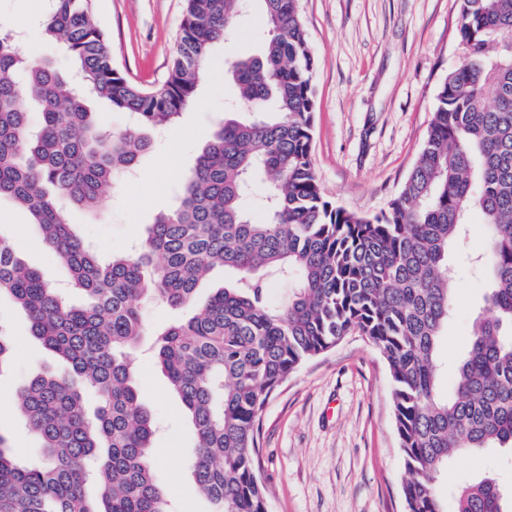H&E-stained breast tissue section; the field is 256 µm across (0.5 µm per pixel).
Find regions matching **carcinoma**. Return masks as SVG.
Instances as JSON below:
<instances>
[{
	"label": "carcinoma",
	"instance_id": "cac0c4a2",
	"mask_svg": "<svg viewBox=\"0 0 512 512\" xmlns=\"http://www.w3.org/2000/svg\"><path fill=\"white\" fill-rule=\"evenodd\" d=\"M261 2L264 49L229 68L238 108L224 112L138 247L110 259L73 232L60 198L94 211L102 189L138 166L149 147L143 131L171 128L195 102L244 0H188L172 69L151 87L114 66L93 0H48L42 26L68 53V72L22 55L0 30V198L40 225L85 294L82 305H65L0 235V294L25 310L31 336L69 371L37 374L16 392L42 458L17 464L0 435V512H170L154 477L155 422L128 355L143 342L191 420L193 472L213 512H270L261 413L304 362L354 333L388 367L404 512H446L437 484L450 459L512 449V0H459L466 56L439 87L412 171L374 215L324 198L311 156L315 60L298 0ZM90 99L132 116L133 126L105 131ZM257 179L260 218L244 203ZM474 211L483 245L459 259L491 288L442 397L436 352L455 278L448 255ZM218 266L237 281L145 331V302L190 307ZM272 276L292 283L280 304L267 297ZM12 357V337L0 329V372ZM86 387L97 395L92 414ZM453 512L512 511L496 481L483 478L458 490Z\"/></svg>",
	"mask_w": 512,
	"mask_h": 512
}]
</instances>
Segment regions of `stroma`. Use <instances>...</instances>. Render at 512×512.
Returning a JSON list of instances; mask_svg holds the SVG:
<instances>
[{
  "instance_id": "obj_1",
  "label": "stroma",
  "mask_w": 512,
  "mask_h": 512,
  "mask_svg": "<svg viewBox=\"0 0 512 512\" xmlns=\"http://www.w3.org/2000/svg\"><path fill=\"white\" fill-rule=\"evenodd\" d=\"M44 0H0V27L16 35L23 54L69 62L47 42ZM308 45L316 60L312 159L321 191L333 205L376 214L386 209L416 163L441 82L463 51L457 36L459 0H299ZM115 66L145 86L162 83L174 60L187 0H94ZM231 43L215 45L195 103L175 131L151 134L136 174L107 188L93 212L70 210L74 233L101 255L128 252L154 216L171 206L210 131L236 96L225 78L229 62L261 53L266 35L260 5L231 25ZM0 234L43 279L79 305L62 260L46 249L30 215L0 200ZM489 286L472 268L458 272L452 317L438 361L449 385L466 348L470 323ZM0 327L13 338L8 371L0 375V434L17 461L28 462L40 441L12 405L17 386L56 370L57 358L29 333L25 311L0 297ZM143 403L158 427L153 458L160 487L179 512H210L195 491L190 459L193 429L160 370L134 352ZM262 479L271 512H402L403 466L385 361L352 335L305 363L269 401L260 418ZM484 477L512 486V450L490 448L453 460L440 484L451 496L459 484Z\"/></svg>"
}]
</instances>
